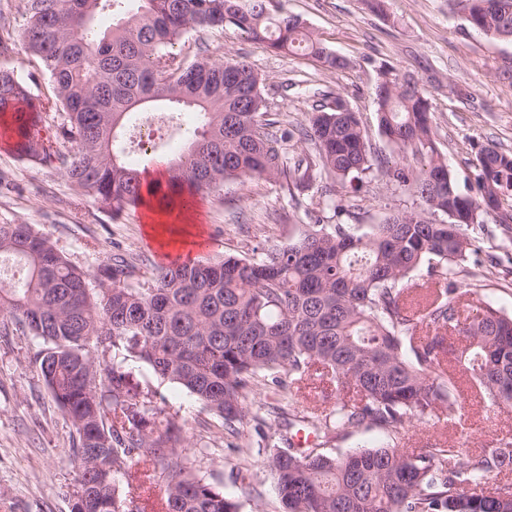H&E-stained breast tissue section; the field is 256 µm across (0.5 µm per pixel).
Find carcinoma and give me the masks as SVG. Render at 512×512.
<instances>
[{
	"label": "carcinoma",
	"mask_w": 512,
	"mask_h": 512,
	"mask_svg": "<svg viewBox=\"0 0 512 512\" xmlns=\"http://www.w3.org/2000/svg\"><path fill=\"white\" fill-rule=\"evenodd\" d=\"M21 46L49 74L33 98L0 70V115L13 150L61 171L77 188L117 209H180L174 191L226 180L318 183L339 218L358 207L372 176L401 189L412 206L363 232L350 224H306L288 243L253 252L160 266L152 287L130 284L134 266L106 255L99 273L72 264L31 224H0V329L42 343L36 362L55 405L76 432L72 512H239L236 495L196 469V449L162 407L154 386L131 385L130 366L186 389L236 436L264 415L247 401L259 388L285 431L311 430L297 448L288 435L260 433L264 465L282 512H512V434L491 448L464 441L401 448L405 426L424 415L465 432L461 376L474 380L487 411L512 407V316L492 301L463 303L457 280L478 263L469 228L512 224V153L481 146L476 194L459 191L439 150L428 99L381 69L374 89L380 136L397 156L374 150L354 112L314 109L307 123L276 127L262 80L242 59L176 48L190 30L233 27L263 47L307 55L339 70L347 61L298 15H272L265 0H137V12L103 30V12L127 0H22ZM471 28L512 38V0H467ZM52 112L50 132L31 127ZM183 111L198 126L167 159L165 187L126 161V126ZM315 150L288 165L291 141ZM70 144V150L61 146ZM428 264L425 278L414 277ZM327 385V408L311 398ZM384 430L380 447L336 453L360 428Z\"/></svg>",
	"instance_id": "1"
}]
</instances>
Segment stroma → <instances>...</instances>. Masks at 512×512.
Wrapping results in <instances>:
<instances>
[{"instance_id":"1","label":"stroma","mask_w":512,"mask_h":512,"mask_svg":"<svg viewBox=\"0 0 512 512\" xmlns=\"http://www.w3.org/2000/svg\"><path fill=\"white\" fill-rule=\"evenodd\" d=\"M270 13L300 15L347 67L326 69L314 58L270 52L246 35L192 30L190 50L205 48L212 58L244 57L262 77L261 92L272 119L281 127L306 122L314 108L342 98L358 112L379 152L390 148L380 137L373 89L381 65L409 74L425 91L440 150L447 156L461 192L472 186L471 163L480 145L497 144L512 152V40H493L470 28L463 0H386L379 14L368 0H269ZM21 0H0V24L13 34L0 49V69L15 73L40 96L48 78L34 71L21 51L24 27ZM359 224L378 223L382 215L409 205L401 190L381 181L365 183ZM294 206L286 189L263 179L225 181L200 197L202 229L192 253L214 259L252 255L254 249L283 244L300 233L319 209L315 188L300 192ZM143 211H115L76 190L63 174L18 158L10 139L0 134V224H32L79 267L97 270L104 252L124 255L136 267L131 283L145 288L150 272L165 263L159 243L148 236ZM474 236L481 263L474 269L478 297L492 300L512 315V227L486 223ZM35 339L0 334V512H71L76 468L74 431L57 408L33 355ZM133 385L159 384L167 412L184 422V437L198 449L196 468L224 478L235 492L233 476L245 474L249 488L240 495V512H280L274 481L259 455L252 427L234 439L186 390L157 383L144 366L134 365ZM473 448L489 447L512 432V413L485 411L473 401L466 416Z\"/></svg>"}]
</instances>
